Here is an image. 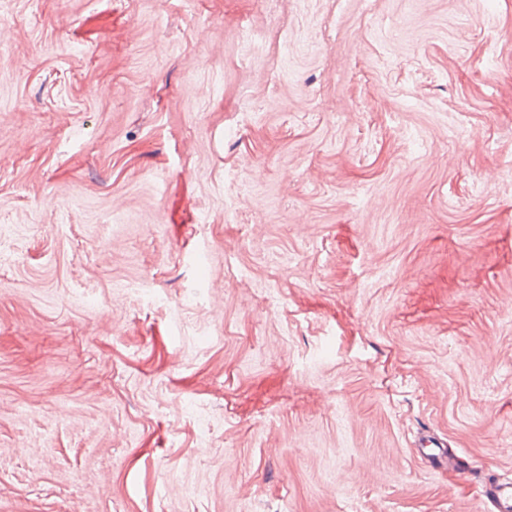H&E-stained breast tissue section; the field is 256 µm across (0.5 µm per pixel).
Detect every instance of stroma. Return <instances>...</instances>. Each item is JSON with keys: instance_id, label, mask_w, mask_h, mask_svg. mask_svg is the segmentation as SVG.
I'll list each match as a JSON object with an SVG mask.
<instances>
[{"instance_id": "1", "label": "stroma", "mask_w": 512, "mask_h": 512, "mask_svg": "<svg viewBox=\"0 0 512 512\" xmlns=\"http://www.w3.org/2000/svg\"><path fill=\"white\" fill-rule=\"evenodd\" d=\"M492 476L512 0H0V512H493Z\"/></svg>"}]
</instances>
